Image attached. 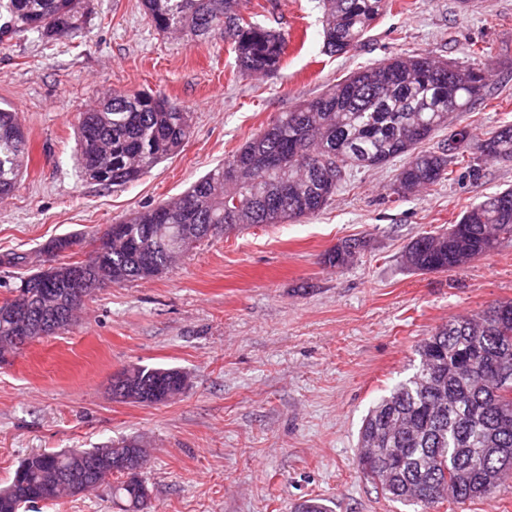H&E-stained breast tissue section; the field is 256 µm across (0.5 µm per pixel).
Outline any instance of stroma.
Wrapping results in <instances>:
<instances>
[{
  "label": "stroma",
  "mask_w": 512,
  "mask_h": 512,
  "mask_svg": "<svg viewBox=\"0 0 512 512\" xmlns=\"http://www.w3.org/2000/svg\"><path fill=\"white\" fill-rule=\"evenodd\" d=\"M389 2L361 46L331 56L319 0H246L245 17L289 39L276 73L249 77L223 34L159 33L141 0H94L82 43L1 38L0 108L20 110L30 158L0 200V256L27 262L0 266V277L51 263L42 247L55 237L97 236L179 197L278 114L389 57L487 69L483 103L452 124L483 139L512 122V0ZM112 91L164 94L192 118L183 149L123 188L83 180L76 162L75 114ZM397 168L356 172L318 215L209 238L150 280L100 289L69 329L0 364V485L30 453L135 438L150 512H294L310 498L331 512H413L360 473L359 429L413 374L420 339L512 300V241L447 273L410 271L401 254L512 187V160L487 161L477 177L453 166L404 199L391 191ZM349 238L367 242L357 260L326 267L325 252ZM133 364L180 368L190 385L162 405L113 399L112 377ZM29 512L122 505L104 487Z\"/></svg>",
  "instance_id": "1"
}]
</instances>
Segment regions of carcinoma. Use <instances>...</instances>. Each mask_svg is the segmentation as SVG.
I'll use <instances>...</instances> for the list:
<instances>
[{"mask_svg": "<svg viewBox=\"0 0 512 512\" xmlns=\"http://www.w3.org/2000/svg\"><path fill=\"white\" fill-rule=\"evenodd\" d=\"M91 0H0V36L33 31L50 41L79 36L92 13ZM245 0H143L156 30L231 40L241 74L280 69L288 34L241 16ZM387 0H321L324 49L346 53L362 44ZM486 70L433 59L427 54L394 56L358 70L312 100L282 113L259 134L196 180L180 197L161 202L123 221L105 248L80 261L57 264L53 277L37 269L9 289L0 309L27 298L38 316L72 325L71 267L81 268L93 290L148 280L214 233L251 224H284L321 211L353 171L401 161L392 191L408 197L448 180V166L466 164L473 176L493 159L512 160V123L486 139L463 127L434 150L419 146L450 125L453 106L472 112L482 100ZM80 176L104 187L140 180L177 154L191 133L185 107L161 95L114 91L78 113L75 122ZM28 138L14 112L0 108V198L16 188ZM227 167L234 179L224 178ZM512 239V189L467 209L455 224L423 233L405 248L401 261L419 272H452ZM83 238L62 235L43 251L53 257L76 254ZM366 247L349 239L323 256L342 269ZM15 324L0 315V363L22 346L9 337ZM415 373L393 386L369 410L359 430L368 456L358 467L393 501L421 512L451 500L487 498L512 474V389L497 387L494 368H512V301L498 302L478 317H459L422 339ZM144 398L165 392L187 374L177 367H127ZM136 439L81 450L109 469L106 457L139 448ZM76 449L40 452L24 458L7 485L24 476L27 487L0 496V512H21L43 502L41 487L53 485L75 461ZM112 498L125 512H146L141 481L121 470L112 474Z\"/></svg>", "mask_w": 512, "mask_h": 512, "instance_id": "obj_1", "label": "carcinoma"}]
</instances>
